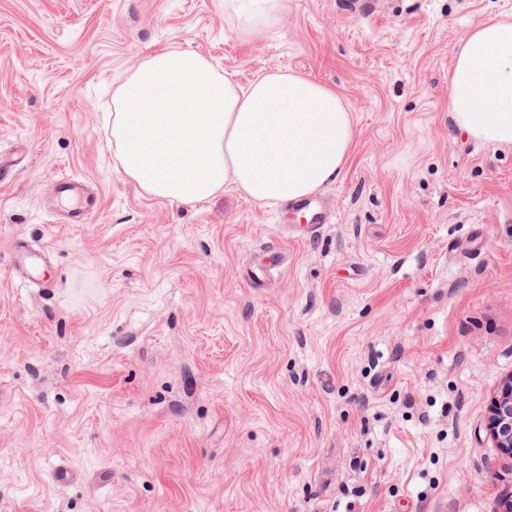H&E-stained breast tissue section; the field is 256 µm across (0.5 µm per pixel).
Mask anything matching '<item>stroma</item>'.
<instances>
[{
  "label": "stroma",
  "mask_w": 512,
  "mask_h": 512,
  "mask_svg": "<svg viewBox=\"0 0 512 512\" xmlns=\"http://www.w3.org/2000/svg\"><path fill=\"white\" fill-rule=\"evenodd\" d=\"M500 15L512 0H287L244 42L224 0H0V512H501L512 147L448 117L456 42ZM172 47L341 96L355 134L319 233L126 176L112 93ZM63 176L88 223H59ZM18 242L41 257L23 280ZM77 180L62 177L54 186V194L58 198L76 199L77 206L73 207L70 211V218L65 224H84L87 220L88 213L93 209L92 200L84 197L80 191V186ZM486 429L495 447L512 457V375L507 377L491 397Z\"/></svg>",
  "instance_id": "1"
}]
</instances>
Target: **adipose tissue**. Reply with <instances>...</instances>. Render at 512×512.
Returning a JSON list of instances; mask_svg holds the SVG:
<instances>
[{"label":"adipose tissue","mask_w":512,"mask_h":512,"mask_svg":"<svg viewBox=\"0 0 512 512\" xmlns=\"http://www.w3.org/2000/svg\"><path fill=\"white\" fill-rule=\"evenodd\" d=\"M286 0H224L236 35L258 37ZM448 112L476 139L512 146V18L488 19L453 48ZM112 140L125 174L144 192L190 205L227 188L260 203L306 197L348 161L351 112L335 90L271 72L242 87L206 59L161 51L112 97Z\"/></svg>","instance_id":"obj_1"}]
</instances>
